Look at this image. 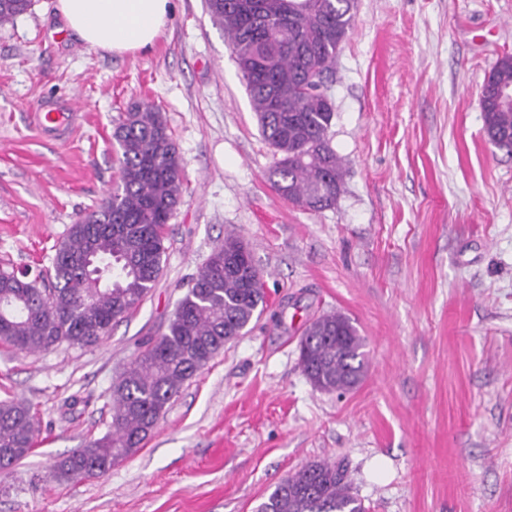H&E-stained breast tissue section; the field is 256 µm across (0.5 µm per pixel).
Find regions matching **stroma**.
Here are the masks:
<instances>
[{"label":"stroma","instance_id":"1","mask_svg":"<svg viewBox=\"0 0 512 512\" xmlns=\"http://www.w3.org/2000/svg\"><path fill=\"white\" fill-rule=\"evenodd\" d=\"M56 0L0 26V265L50 266L115 189L112 133L155 105L182 159V202L145 301L86 348L0 343V401L30 404L31 453L0 476V512H255L312 461L343 463L369 512H512V153L483 130L481 88L512 55V0H356L328 84L343 171L313 212L267 179L264 140L204 0H171L148 50L116 56L67 29ZM75 108L64 134L34 112ZM250 251L266 308L103 477L57 461L103 436L111 387L163 333L226 236ZM348 317L368 371L338 395L299 364L310 320Z\"/></svg>","mask_w":512,"mask_h":512}]
</instances>
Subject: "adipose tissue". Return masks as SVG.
Masks as SVG:
<instances>
[{"label":"adipose tissue","instance_id":"ef3b65f1","mask_svg":"<svg viewBox=\"0 0 512 512\" xmlns=\"http://www.w3.org/2000/svg\"><path fill=\"white\" fill-rule=\"evenodd\" d=\"M56 11L89 48L121 55L156 43L170 0H56Z\"/></svg>","mask_w":512,"mask_h":512}]
</instances>
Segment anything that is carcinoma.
Instances as JSON below:
<instances>
[{
  "instance_id": "carcinoma-1",
  "label": "carcinoma",
  "mask_w": 512,
  "mask_h": 512,
  "mask_svg": "<svg viewBox=\"0 0 512 512\" xmlns=\"http://www.w3.org/2000/svg\"><path fill=\"white\" fill-rule=\"evenodd\" d=\"M33 0H0V25L28 12ZM355 0H206L230 40L262 136L279 156L268 180L305 210L336 205L343 179L330 129L335 116L327 81L352 25ZM512 55L499 57L481 92L484 133L512 152ZM120 184L77 218L51 267L34 278L0 269V342L21 352L66 342H100L112 323L136 310L155 287L166 254L165 227L182 198L181 157L163 113L133 106L116 126ZM242 242L228 237L197 274L167 331L140 344L112 387L109 430L54 466L65 479L103 475L131 455L155 428L184 383L262 314L261 277ZM93 253L103 274L81 260ZM300 363L311 383L343 392L365 375L364 339L341 314H324L303 331ZM35 421L24 401L0 402V471L33 448ZM257 512H368L341 463L313 461L276 485Z\"/></svg>"
}]
</instances>
